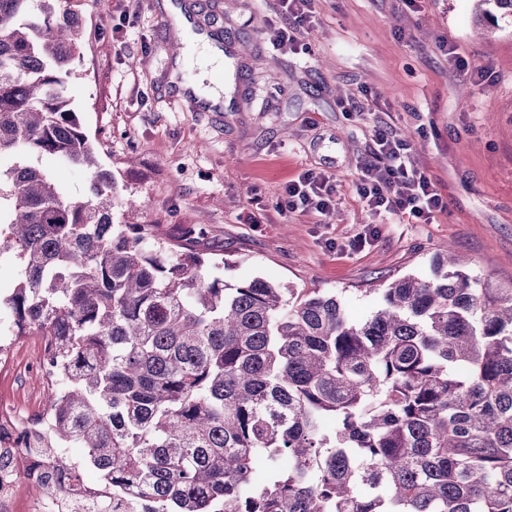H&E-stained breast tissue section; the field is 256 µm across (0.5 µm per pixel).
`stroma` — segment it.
Instances as JSON below:
<instances>
[{
	"label": "stroma",
	"instance_id": "1",
	"mask_svg": "<svg viewBox=\"0 0 512 512\" xmlns=\"http://www.w3.org/2000/svg\"><path fill=\"white\" fill-rule=\"evenodd\" d=\"M163 2H70L84 37L69 96L121 195L137 202L124 222L197 237L225 285L260 277L333 293L354 321L394 280L429 275L450 244L472 275L512 287V20L477 27L473 0H314L307 51L295 55L271 42L274 0H171L221 34L234 60L231 101L207 112L175 100L179 38ZM444 41L468 70L442 55ZM349 101L361 111L343 112ZM382 120L442 194L435 223L389 222L358 197ZM308 169L336 183L328 214L281 208ZM371 227L370 243L349 250ZM32 342L14 337L0 355L1 410L47 403Z\"/></svg>",
	"mask_w": 512,
	"mask_h": 512
}]
</instances>
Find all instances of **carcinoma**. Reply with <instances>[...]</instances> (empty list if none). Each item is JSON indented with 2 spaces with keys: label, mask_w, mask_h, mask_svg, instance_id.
<instances>
[{
  "label": "carcinoma",
  "mask_w": 512,
  "mask_h": 512,
  "mask_svg": "<svg viewBox=\"0 0 512 512\" xmlns=\"http://www.w3.org/2000/svg\"><path fill=\"white\" fill-rule=\"evenodd\" d=\"M0 0V297L50 346L34 495L90 489L144 512H512V288L461 270L399 278L363 321L337 296L229 288L191 240L114 222L136 208L66 94L67 0ZM512 18V0H475ZM29 152L84 169L74 200ZM83 450L76 462L59 440ZM97 474V484L83 471Z\"/></svg>",
  "instance_id": "cac0c4a2"
}]
</instances>
